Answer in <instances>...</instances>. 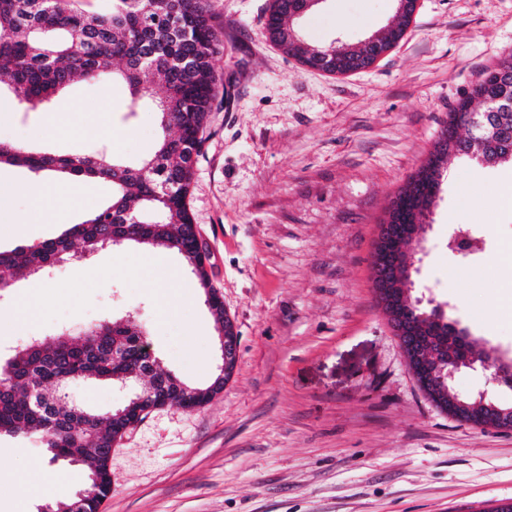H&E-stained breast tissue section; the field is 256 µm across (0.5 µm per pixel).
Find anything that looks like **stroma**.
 Wrapping results in <instances>:
<instances>
[{"instance_id":"1","label":"stroma","mask_w":512,"mask_h":512,"mask_svg":"<svg viewBox=\"0 0 512 512\" xmlns=\"http://www.w3.org/2000/svg\"><path fill=\"white\" fill-rule=\"evenodd\" d=\"M271 0H209L222 48L218 87L194 163L188 204L208 250L211 283L239 333L232 380L203 407L148 412L112 449L101 512H483L512 500V431L482 428L433 405L413 378L372 287L378 226L433 151L449 112L512 54V0H419L404 38L370 68L336 76L306 68L267 37ZM395 0H321L298 22L310 47L361 45L392 21ZM163 92L129 110L124 83L78 82L42 112L10 105L0 142L138 164L156 146ZM20 167L0 168L8 219L37 241L59 236L54 201L34 209ZM412 294L443 305L476 348L512 360V168L450 158L426 218ZM468 229L482 249L448 241ZM138 244L107 247L48 275L20 271L0 316L39 284L57 295L0 332V356L34 338L137 315L162 370L210 385L218 334L180 256ZM177 310L158 304L160 276ZM456 392L512 405V388L464 370ZM74 400L103 414L127 391L79 383ZM64 500L86 488L89 463L50 462L39 439L0 435V512H39L14 493L53 479Z\"/></svg>"}]
</instances>
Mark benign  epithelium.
<instances>
[{
	"mask_svg": "<svg viewBox=\"0 0 512 512\" xmlns=\"http://www.w3.org/2000/svg\"><path fill=\"white\" fill-rule=\"evenodd\" d=\"M497 110L498 106L494 105L484 112L469 113L467 124L449 127V135L462 143L491 138L495 132ZM440 187L441 178L436 175L429 178L428 187L421 195L413 192V185L406 186L397 196L385 224L380 226L373 267V288L378 302L414 377L425 379L423 391L426 395L440 389L439 376L445 370L451 381L463 369H491L494 381L512 386L511 369L499 362L474 357L469 339L460 333L454 322L419 312L408 297L407 285L426 231L421 222L422 215L436 203ZM219 345L221 365L211 385L216 395L223 391L224 380L233 375L238 364L239 338L233 320L224 322ZM155 394L154 390L132 393L125 405L112 411L115 428L123 433L134 426ZM448 410L471 418L481 427L512 431V407L498 405L483 394L469 403L466 398L450 392Z\"/></svg>",
	"mask_w": 512,
	"mask_h": 512,
	"instance_id": "7a95c632",
	"label": "benign epithelium"
}]
</instances>
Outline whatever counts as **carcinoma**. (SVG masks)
Instances as JSON below:
<instances>
[{
  "mask_svg": "<svg viewBox=\"0 0 512 512\" xmlns=\"http://www.w3.org/2000/svg\"><path fill=\"white\" fill-rule=\"evenodd\" d=\"M292 0H272L267 20L270 40L305 65L312 57L336 52V46L311 49L295 34ZM221 48L210 23L208 0H112L108 14L87 15L72 0H0V82L10 81L14 100L31 110L50 101L77 79L96 81L114 73L127 84L131 105L157 81L165 89L158 102L162 137L154 155L135 167L104 156L32 152L23 145L0 143V165L34 173L57 172L69 180L86 178L112 185L109 203L60 236L39 244L0 250V288L13 286L21 268L43 270L55 259L80 258L114 239L163 246L196 257L197 240L188 197L193 156L207 122L217 79L212 60ZM512 55L488 71L471 93L449 113L450 122L466 123L473 101L512 99ZM463 155L488 165L506 160L481 142ZM146 335L134 323L103 321L81 341L62 333L35 341L10 358L11 383L0 391V434L37 436L52 459L74 454L91 461L84 512H99L112 489L110 448L117 441L112 415L95 414L69 400L77 381L122 380L146 388L132 377ZM209 388L182 385L176 405L185 409L210 401Z\"/></svg>",
  "mask_w": 512,
  "mask_h": 512,
  "instance_id": "cac0c4a2",
  "label": "carcinoma"
}]
</instances>
